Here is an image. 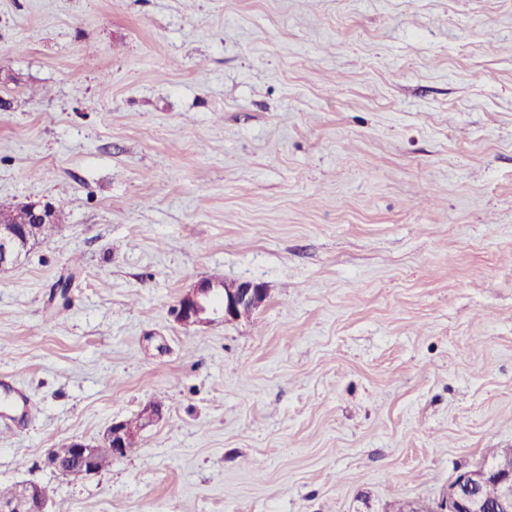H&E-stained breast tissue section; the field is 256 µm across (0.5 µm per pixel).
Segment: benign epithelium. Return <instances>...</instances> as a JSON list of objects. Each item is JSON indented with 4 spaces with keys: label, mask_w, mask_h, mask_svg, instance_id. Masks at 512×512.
Returning a JSON list of instances; mask_svg holds the SVG:
<instances>
[{
    "label": "benign epithelium",
    "mask_w": 512,
    "mask_h": 512,
    "mask_svg": "<svg viewBox=\"0 0 512 512\" xmlns=\"http://www.w3.org/2000/svg\"><path fill=\"white\" fill-rule=\"evenodd\" d=\"M21 207L29 214L27 224H12L0 217V270L13 268L25 259L30 243L37 238L36 225L59 221L58 209L49 202H27ZM265 295V289L258 285L235 284L224 289L223 301L216 304L213 301L214 286L203 280L178 300L172 315L185 326L208 323L210 316L218 313L228 322L252 313L263 303ZM161 416V408L150 403L142 410L139 420L112 422L104 439L112 442L113 456H124L125 444L138 437ZM69 448L71 454L66 457L47 455L48 466L72 477L98 474L94 466L97 446L74 439ZM488 483L495 484L497 488V496L492 504L482 496V488ZM0 512H48L47 501L38 495L36 484H23L18 487L16 497L0 501ZM436 512H512V450L474 469L459 472L448 484Z\"/></svg>",
    "instance_id": "benign-epithelium-1"
}]
</instances>
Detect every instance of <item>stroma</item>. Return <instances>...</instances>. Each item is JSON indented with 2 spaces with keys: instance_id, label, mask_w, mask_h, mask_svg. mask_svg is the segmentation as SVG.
<instances>
[{
  "instance_id": "35a3bbf8",
  "label": "stroma",
  "mask_w": 512,
  "mask_h": 512,
  "mask_svg": "<svg viewBox=\"0 0 512 512\" xmlns=\"http://www.w3.org/2000/svg\"><path fill=\"white\" fill-rule=\"evenodd\" d=\"M0 485L431 512L512 448V0H0ZM218 277L250 316L186 327ZM160 402L108 471L48 468ZM21 207L28 212L30 222L24 223L22 214L19 224H11L4 217H0V270H7L19 265L26 258L30 243L37 238L38 228L33 224L41 225L40 240L51 237L60 230L58 209L49 202H27ZM19 204H0V213H14L23 210ZM265 295V289L259 285L235 284L224 288L223 301L216 305L213 301L214 286L208 280H203L178 300L172 315L185 326L211 322L210 316L218 313L228 322L252 313L263 303Z\"/></svg>"
}]
</instances>
